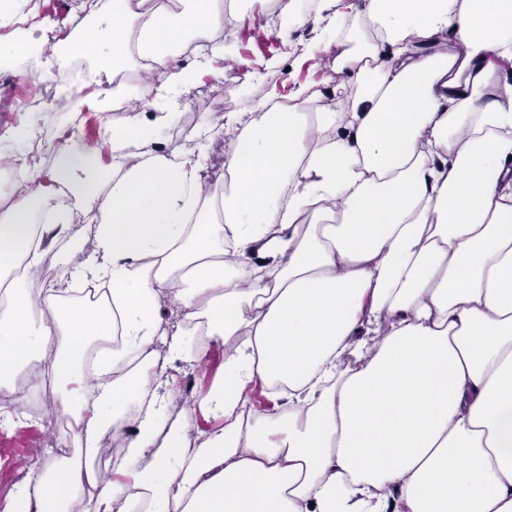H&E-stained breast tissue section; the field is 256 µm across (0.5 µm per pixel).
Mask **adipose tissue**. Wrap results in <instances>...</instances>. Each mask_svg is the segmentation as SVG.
Returning a JSON list of instances; mask_svg holds the SVG:
<instances>
[{
    "mask_svg": "<svg viewBox=\"0 0 512 512\" xmlns=\"http://www.w3.org/2000/svg\"><path fill=\"white\" fill-rule=\"evenodd\" d=\"M94 13L109 57L163 78L113 127L106 178L85 176L95 146L58 145L53 180L94 243L37 293L6 269L33 274L78 236L70 208L34 175L0 207V393L51 385L91 457L141 410L115 469L54 458L22 512H69L88 489L93 512H512V0H365L326 99L225 115L192 157L162 150L153 106L189 82L180 58L223 29V0ZM218 133L220 194L203 176ZM165 292L183 310L170 336ZM200 319L227 348L203 399L224 426L191 448L158 388ZM257 383L273 410L250 408Z\"/></svg>",
    "mask_w": 512,
    "mask_h": 512,
    "instance_id": "adipose-tissue-1",
    "label": "adipose tissue"
}]
</instances>
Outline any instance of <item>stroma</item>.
Instances as JSON below:
<instances>
[{"instance_id": "1", "label": "stroma", "mask_w": 512, "mask_h": 512, "mask_svg": "<svg viewBox=\"0 0 512 512\" xmlns=\"http://www.w3.org/2000/svg\"><path fill=\"white\" fill-rule=\"evenodd\" d=\"M84 0H24L23 5L35 15L39 26L35 40L50 45L70 40L72 25L86 11ZM294 11L304 17V24L290 27L291 42L297 53L282 54L274 33L273 0H227L226 10L234 20L220 35L223 53L209 54L200 69L194 70L190 83L170 99L169 121L159 130L165 152L191 155L196 151L201 126H221L225 110L241 111L246 104L276 96L295 102L302 89L328 90L341 79L337 59L346 46L338 42L331 12H315L312 0H293ZM50 72L44 61L26 59L24 69L0 71V116L27 124L38 134L33 150L6 138L0 124V153L27 152L42 181H49L56 164L61 135L68 129L72 114L85 111L83 102L66 103L63 99H44L43 85ZM82 227L80 239L58 241L49 251L45 272L28 279V290L41 288L49 276L59 275L71 254L80 248L91 249L93 228L86 225L83 214L73 216ZM227 348L215 343L199 352V360L181 363V372H193L191 392L181 388L165 389V403L178 409L177 421L189 424L187 439L199 443L207 434L222 428L224 419L202 407L200 399L224 373ZM42 392L27 397L0 400V512H14L18 492L36 467L44 466L55 451L71 448L68 435L56 428L55 416L40 412L29 417L24 409L30 401L42 399Z\"/></svg>"}]
</instances>
